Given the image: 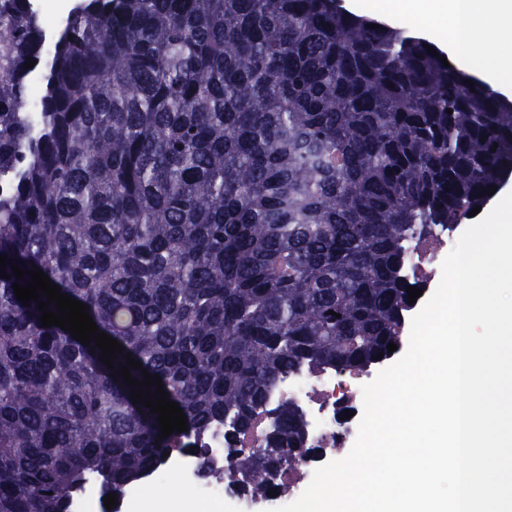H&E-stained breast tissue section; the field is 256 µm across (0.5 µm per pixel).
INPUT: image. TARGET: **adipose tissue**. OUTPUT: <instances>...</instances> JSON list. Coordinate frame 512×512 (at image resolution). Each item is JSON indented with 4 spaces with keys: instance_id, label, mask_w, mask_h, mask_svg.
Returning a JSON list of instances; mask_svg holds the SVG:
<instances>
[{
    "instance_id": "1",
    "label": "adipose tissue",
    "mask_w": 512,
    "mask_h": 512,
    "mask_svg": "<svg viewBox=\"0 0 512 512\" xmlns=\"http://www.w3.org/2000/svg\"><path fill=\"white\" fill-rule=\"evenodd\" d=\"M443 49L479 58L483 74L512 95V0H400Z\"/></svg>"
}]
</instances>
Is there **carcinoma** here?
<instances>
[{
	"label": "carcinoma",
	"instance_id": "obj_1",
	"mask_svg": "<svg viewBox=\"0 0 512 512\" xmlns=\"http://www.w3.org/2000/svg\"><path fill=\"white\" fill-rule=\"evenodd\" d=\"M372 24L339 0H81L49 37L32 0H0V254L87 304L188 423L158 437L126 360L41 326L7 266L0 512H70L91 475L120 493L190 435L248 426L300 366L393 357L407 241L512 176V102ZM268 447L232 464L255 496L309 452L292 406Z\"/></svg>",
	"mask_w": 512,
	"mask_h": 512
}]
</instances>
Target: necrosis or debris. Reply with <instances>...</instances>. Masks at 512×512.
<instances>
[{
	"mask_svg": "<svg viewBox=\"0 0 512 512\" xmlns=\"http://www.w3.org/2000/svg\"><path fill=\"white\" fill-rule=\"evenodd\" d=\"M454 245L452 231L442 227L414 239L406 267L409 278L430 284L438 274L440 258ZM370 381L371 374L367 371L302 367L277 383L270 404L276 407L289 402L300 410L306 423L308 452L277 467L276 504H288L298 498L321 462L335 456L337 449L347 444L352 422L344 413L362 411L361 388ZM270 424L271 418L264 411L258 412L248 429L235 434L230 433L228 425L214 423L195 447L171 454L157 470L176 474L190 487L195 505L206 506L207 512H254L257 499L227 483L226 475L229 462L239 454L267 453Z\"/></svg>",
	"mask_w": 512,
	"mask_h": 512,
	"instance_id": "obj_1",
	"label": "necrosis or debris"
}]
</instances>
